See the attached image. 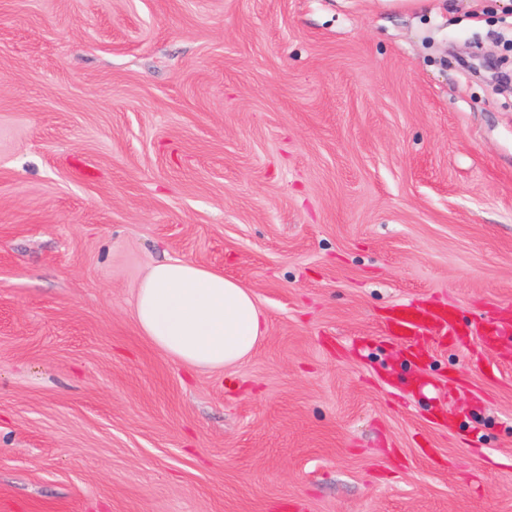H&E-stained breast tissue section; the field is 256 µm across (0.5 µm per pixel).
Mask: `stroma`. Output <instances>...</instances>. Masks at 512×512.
Instances as JSON below:
<instances>
[{"instance_id":"1","label":"stroma","mask_w":512,"mask_h":512,"mask_svg":"<svg viewBox=\"0 0 512 512\" xmlns=\"http://www.w3.org/2000/svg\"><path fill=\"white\" fill-rule=\"evenodd\" d=\"M512 0H0V512H512ZM164 258L266 318L190 370ZM134 319L155 346L190 369L234 368L266 331L248 288L179 259L150 267L137 288ZM388 330L393 337L407 343L423 336H450L455 330L454 316L445 308L417 309L401 306L391 312Z\"/></svg>"}]
</instances>
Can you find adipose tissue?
<instances>
[{
  "mask_svg": "<svg viewBox=\"0 0 512 512\" xmlns=\"http://www.w3.org/2000/svg\"><path fill=\"white\" fill-rule=\"evenodd\" d=\"M134 319L155 346L191 369L236 367L266 331L248 288L179 259L150 267L137 288Z\"/></svg>",
  "mask_w": 512,
  "mask_h": 512,
  "instance_id": "1",
  "label": "adipose tissue"
}]
</instances>
